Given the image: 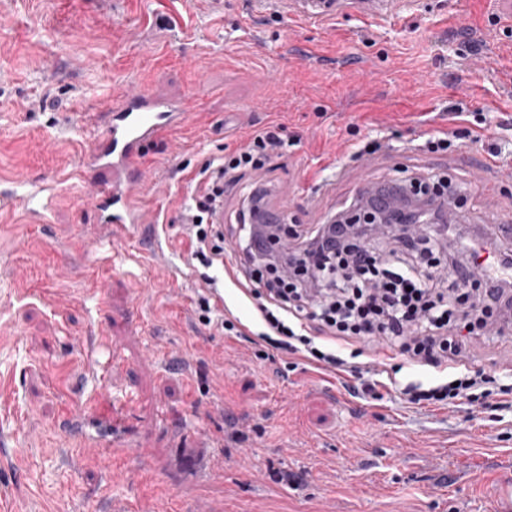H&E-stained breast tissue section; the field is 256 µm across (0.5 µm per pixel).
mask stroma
<instances>
[{
	"instance_id": "stroma-1",
	"label": "stroma",
	"mask_w": 512,
	"mask_h": 512,
	"mask_svg": "<svg viewBox=\"0 0 512 512\" xmlns=\"http://www.w3.org/2000/svg\"><path fill=\"white\" fill-rule=\"evenodd\" d=\"M95 2L0 0V512H193L199 498L218 512H495L512 408L409 407L400 386L440 375L394 354L389 388L353 396L204 326L207 271L173 237L195 174L272 121L294 142L266 178L283 224L323 222L365 180L434 174L462 195L463 234L512 223V179L490 203L473 190L492 149L512 155V24L489 0L319 26L247 0ZM128 86L192 112L148 148L157 190L134 243L92 248L91 139L75 128L88 101L107 109ZM443 131L451 148L429 151ZM373 139L379 158L351 159ZM474 360L512 385L511 338ZM86 400L95 412L69 429Z\"/></svg>"
}]
</instances>
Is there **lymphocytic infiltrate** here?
<instances>
[{"label":"lymphocytic infiltrate","instance_id":"f902f5d3","mask_svg":"<svg viewBox=\"0 0 512 512\" xmlns=\"http://www.w3.org/2000/svg\"><path fill=\"white\" fill-rule=\"evenodd\" d=\"M289 141L278 123L253 130L244 142L225 148L194 179L189 203L181 206L180 233L189 243L187 261L217 268L231 282L245 280L246 297L256 300L264 331L258 339L277 352L292 355L322 374L350 370L336 352L320 349L326 337L347 343H378L418 365L439 368L465 364L479 336L503 335L512 326V283H486L471 274V248L459 244L460 261L439 266L433 259L440 239L453 236L447 209L428 204L424 212L399 215L423 230L420 238L401 232L405 255L386 260L364 240L368 228L389 219L391 205L371 206L363 224L334 218L325 224L297 226L288 235V262L259 266L260 239L247 236L243 255L225 250L211 216L224 207V195L240 170L264 172L266 162L285 154ZM406 402L420 407L486 406L512 408V387L482 371L466 370L454 380L424 386L411 382L400 390Z\"/></svg>","mask_w":512,"mask_h":512}]
</instances>
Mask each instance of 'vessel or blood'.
Returning a JSON list of instances; mask_svg holds the SVG:
<instances>
[{
	"label": "vessel or blood",
	"instance_id": "vessel-or-blood-1",
	"mask_svg": "<svg viewBox=\"0 0 512 512\" xmlns=\"http://www.w3.org/2000/svg\"><path fill=\"white\" fill-rule=\"evenodd\" d=\"M255 7L284 19L319 24L355 12L378 20L392 18L421 0H252ZM190 109L184 99L150 88L126 90L112 98L104 120L94 125L93 146L84 174L92 183L91 205L98 222L86 233L88 242L109 239L126 245L145 223L139 198L149 187L144 171L146 150L163 136L180 131Z\"/></svg>",
	"mask_w": 512,
	"mask_h": 512
}]
</instances>
